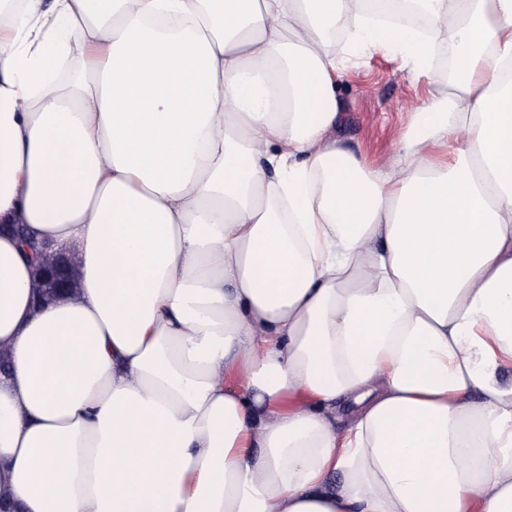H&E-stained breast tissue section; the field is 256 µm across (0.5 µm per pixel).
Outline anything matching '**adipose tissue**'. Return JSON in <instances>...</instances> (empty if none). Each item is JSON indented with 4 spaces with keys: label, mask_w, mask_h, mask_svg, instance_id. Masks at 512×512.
<instances>
[{
    "label": "adipose tissue",
    "mask_w": 512,
    "mask_h": 512,
    "mask_svg": "<svg viewBox=\"0 0 512 512\" xmlns=\"http://www.w3.org/2000/svg\"><path fill=\"white\" fill-rule=\"evenodd\" d=\"M0 0L11 512H512V0ZM450 92L382 167L329 38ZM94 79L51 78L72 48ZM363 9L368 13H383L389 18L393 16L411 20L417 24L424 23V15L412 0H363ZM39 250L44 255L56 258L55 265L43 275L39 302L49 301L63 294L72 293L76 289L73 288L74 281L70 267V260L73 256L65 252L52 250L49 245L43 242L40 243Z\"/></svg>",
    "instance_id": "adipose-tissue-1"
}]
</instances>
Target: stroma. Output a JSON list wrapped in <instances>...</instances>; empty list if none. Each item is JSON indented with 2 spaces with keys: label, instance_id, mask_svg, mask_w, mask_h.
Wrapping results in <instances>:
<instances>
[{
  "label": "stroma",
  "instance_id": "stroma-1",
  "mask_svg": "<svg viewBox=\"0 0 512 512\" xmlns=\"http://www.w3.org/2000/svg\"><path fill=\"white\" fill-rule=\"evenodd\" d=\"M340 67L341 109L335 135L367 163L387 157L420 100L436 93L431 79L408 78L399 56L353 50L348 38L335 40Z\"/></svg>",
  "mask_w": 512,
  "mask_h": 512
}]
</instances>
